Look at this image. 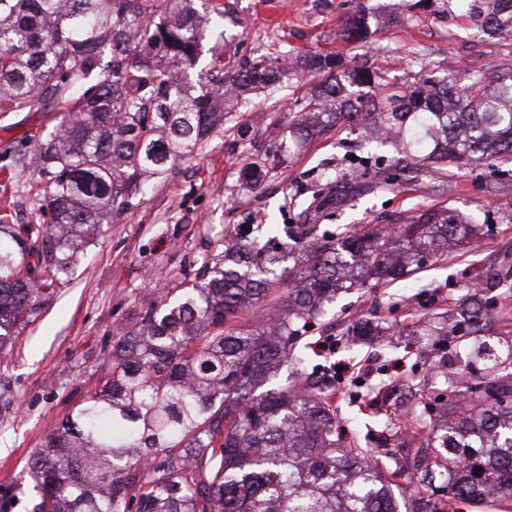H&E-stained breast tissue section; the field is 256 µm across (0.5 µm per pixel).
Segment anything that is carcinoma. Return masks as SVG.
Here are the masks:
<instances>
[{
	"instance_id": "carcinoma-1",
	"label": "carcinoma",
	"mask_w": 512,
	"mask_h": 512,
	"mask_svg": "<svg viewBox=\"0 0 512 512\" xmlns=\"http://www.w3.org/2000/svg\"><path fill=\"white\" fill-rule=\"evenodd\" d=\"M194 0H0V112H21L41 96L57 120L49 137L14 156L48 224H0V349L60 284L64 249L99 231L104 217L141 193L224 124V88L271 83L262 62H224L206 45L224 39V4ZM494 37L512 32V0H457ZM372 35L365 9L341 22L340 37ZM313 79L288 124L291 143L334 127L362 132L365 148H393L392 164L360 177L387 189L397 172L428 166L445 174L488 157L512 162V72L486 69L462 80L422 75L408 86L381 83L335 52L291 58ZM300 261L277 231L224 250L205 286L173 297L163 290L135 327L112 345L104 386L76 404L31 458L40 501L33 512H399L394 489L409 491L406 512H448L453 502L512 512V387L484 292L465 285L461 307L398 328L353 321L354 336H473L442 377L433 403L412 383L381 379L365 406L385 416L383 444H341L336 392L310 381V345L301 330L342 294L393 283L428 256L479 238L465 214L433 205L405 224H361L305 239L291 232ZM267 312L254 329L244 314ZM489 363L479 388L457 380L469 360ZM291 367L285 383L280 371ZM405 429L415 448H387ZM481 472H476V469Z\"/></svg>"
}]
</instances>
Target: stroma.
Instances as JSON below:
<instances>
[{"instance_id":"stroma-1","label":"stroma","mask_w":512,"mask_h":512,"mask_svg":"<svg viewBox=\"0 0 512 512\" xmlns=\"http://www.w3.org/2000/svg\"><path fill=\"white\" fill-rule=\"evenodd\" d=\"M225 57L270 61L284 52H337L344 65L364 61L380 68L384 82L410 84L421 69L440 73L512 68V37L490 38L463 17L454 0H427L402 11L401 0H225ZM364 5L379 25L365 46L338 36L340 21ZM302 78L289 74L278 86L253 89L225 104L223 127L161 178H151L123 212L111 217L61 283L44 294L36 314L19 324L0 349V507L32 512L38 500L29 460L45 436L58 430L71 408L101 385L112 365L119 331L139 320L145 299L163 288L180 294L203 283L220 265L223 244L240 236L263 237L269 224L294 232L315 226L336 233L361 224L410 218L442 203L473 217L484 237L475 245L430 257L408 278L338 299L309 333L311 341L336 338L327 353H314L324 369L343 367V387L362 391L377 371L393 379H422L427 366L406 353L405 339L351 353L340 337L346 324L378 316L387 322L431 317L458 302L466 282L489 273L512 287V174L492 172L491 160L464 162L449 176L419 173L388 189L360 178V131L338 128L303 143L278 161L288 122L300 111ZM43 112L0 114V220L39 224L28 178L13 170L14 146L46 138ZM258 163L262 180L246 183L243 170Z\"/></svg>"}]
</instances>
